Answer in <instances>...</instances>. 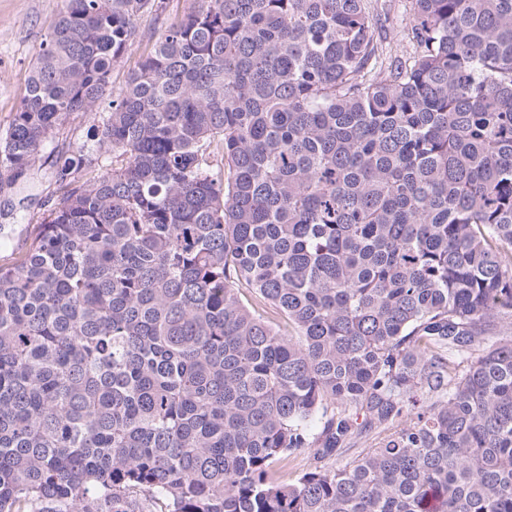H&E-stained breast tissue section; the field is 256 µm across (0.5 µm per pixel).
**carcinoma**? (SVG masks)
I'll use <instances>...</instances> for the list:
<instances>
[{"mask_svg": "<svg viewBox=\"0 0 512 512\" xmlns=\"http://www.w3.org/2000/svg\"><path fill=\"white\" fill-rule=\"evenodd\" d=\"M152 7L48 24L8 184ZM409 12L394 57L369 0H193L58 153L0 261V512H512V0Z\"/></svg>", "mask_w": 512, "mask_h": 512, "instance_id": "cac0c4a2", "label": "carcinoma"}]
</instances>
